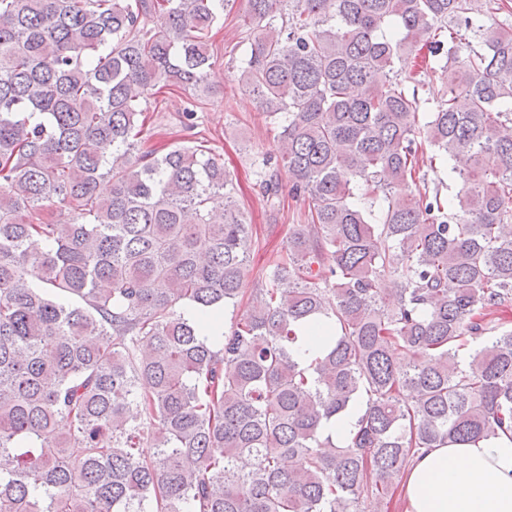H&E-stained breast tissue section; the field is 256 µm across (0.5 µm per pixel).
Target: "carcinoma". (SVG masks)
<instances>
[{
	"instance_id": "carcinoma-1",
	"label": "carcinoma",
	"mask_w": 512,
	"mask_h": 512,
	"mask_svg": "<svg viewBox=\"0 0 512 512\" xmlns=\"http://www.w3.org/2000/svg\"><path fill=\"white\" fill-rule=\"evenodd\" d=\"M226 2L0 0V512H364L420 450L512 431L508 2L245 0L262 164L308 210L210 342L252 224L211 149H141L140 102L208 93ZM423 47L434 102L397 67Z\"/></svg>"
}]
</instances>
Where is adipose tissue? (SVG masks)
<instances>
[{
	"label": "adipose tissue",
	"mask_w": 512,
	"mask_h": 512,
	"mask_svg": "<svg viewBox=\"0 0 512 512\" xmlns=\"http://www.w3.org/2000/svg\"><path fill=\"white\" fill-rule=\"evenodd\" d=\"M403 494L405 512H512V436L422 450Z\"/></svg>",
	"instance_id": "1"
}]
</instances>
